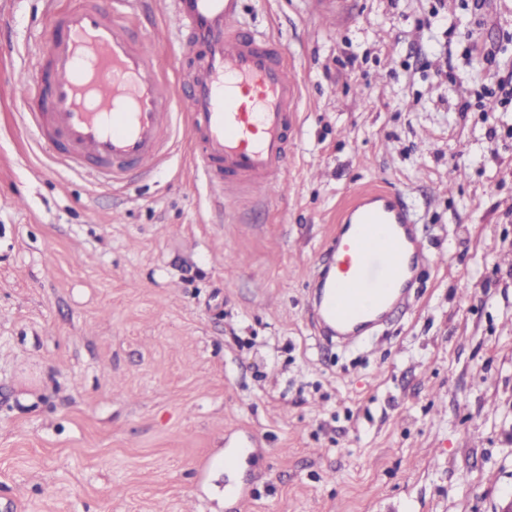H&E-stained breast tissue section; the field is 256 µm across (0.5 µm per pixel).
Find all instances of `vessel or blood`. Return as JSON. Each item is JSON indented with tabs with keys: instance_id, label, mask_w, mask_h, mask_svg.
I'll list each match as a JSON object with an SVG mask.
<instances>
[{
	"instance_id": "obj_1",
	"label": "vessel or blood",
	"mask_w": 512,
	"mask_h": 512,
	"mask_svg": "<svg viewBox=\"0 0 512 512\" xmlns=\"http://www.w3.org/2000/svg\"><path fill=\"white\" fill-rule=\"evenodd\" d=\"M309 2L331 24L346 7V0ZM241 8L242 0H172L173 28L154 26L141 36L105 0H80L53 14L45 55L18 76L26 124L70 167L96 164L97 181L110 186L152 173L164 159L175 113L188 112L210 191L270 199L285 174L301 84L281 62L276 40L242 27ZM175 30L178 59L192 77L184 97L156 63ZM337 224L314 313L328 334L347 339L407 299L426 256L397 191L354 195Z\"/></svg>"
}]
</instances>
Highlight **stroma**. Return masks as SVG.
Masks as SVG:
<instances>
[{
	"label": "stroma",
	"mask_w": 512,
	"mask_h": 512,
	"mask_svg": "<svg viewBox=\"0 0 512 512\" xmlns=\"http://www.w3.org/2000/svg\"><path fill=\"white\" fill-rule=\"evenodd\" d=\"M0 0V512H498L512 498V0H243L302 84L285 182L217 203L182 114L147 179L57 163L13 75L51 10ZM483 59L466 69L464 54ZM401 192L428 261L370 342L308 308L355 194ZM254 455L225 472L224 438ZM312 12L329 24L336 22L345 11L346 0H309Z\"/></svg>",
	"instance_id": "stroma-1"
}]
</instances>
